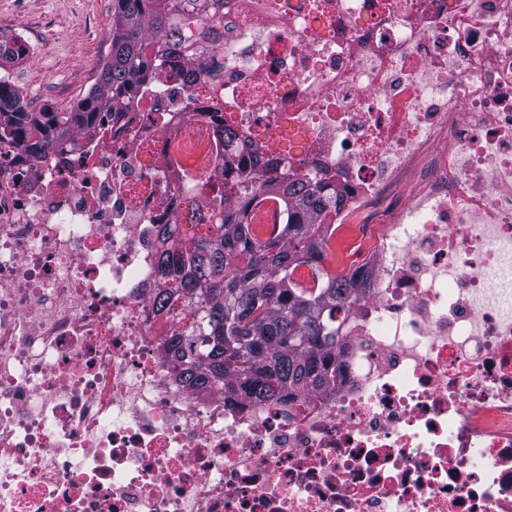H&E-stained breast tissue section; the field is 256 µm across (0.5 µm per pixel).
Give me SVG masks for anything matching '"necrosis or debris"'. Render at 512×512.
<instances>
[{
  "instance_id": "1",
  "label": "necrosis or debris",
  "mask_w": 512,
  "mask_h": 512,
  "mask_svg": "<svg viewBox=\"0 0 512 512\" xmlns=\"http://www.w3.org/2000/svg\"><path fill=\"white\" fill-rule=\"evenodd\" d=\"M228 0L184 66L40 159L0 146V512H512V0ZM224 104L214 113V101ZM241 137L342 194L326 263L360 287L336 383L199 392L153 308L158 236Z\"/></svg>"
}]
</instances>
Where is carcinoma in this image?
Returning a JSON list of instances; mask_svg holds the SVG:
<instances>
[{"mask_svg":"<svg viewBox=\"0 0 512 512\" xmlns=\"http://www.w3.org/2000/svg\"><path fill=\"white\" fill-rule=\"evenodd\" d=\"M223 11L224 0H113L107 60L75 109L30 112L9 77L0 76V145L16 143L39 157L95 129L107 107L125 112L137 102L159 113L149 96L161 78L156 59H182L189 83L211 76L205 54L224 48ZM24 51L19 40L0 35V61ZM296 148L294 133L282 135L263 164L238 151L225 155L230 176L199 185L209 223L161 232L166 283L154 304L159 312L193 313L190 329L174 331L175 359L189 386L219 384L233 398L261 402L336 381V364L318 363L313 349L336 345V309L354 288L324 264L325 225L333 223L340 192L327 171L285 176ZM266 199L283 202L287 215L276 234L260 239L251 213ZM300 265L312 269L305 288L293 279Z\"/></svg>","mask_w":512,"mask_h":512,"instance_id":"1","label":"carcinoma"}]
</instances>
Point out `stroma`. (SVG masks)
Listing matches in <instances>:
<instances>
[{
    "instance_id": "stroma-1",
    "label": "stroma",
    "mask_w": 512,
    "mask_h": 512,
    "mask_svg": "<svg viewBox=\"0 0 512 512\" xmlns=\"http://www.w3.org/2000/svg\"><path fill=\"white\" fill-rule=\"evenodd\" d=\"M112 0H0V33L26 47L6 63L30 111L67 112L87 95L110 49Z\"/></svg>"
}]
</instances>
